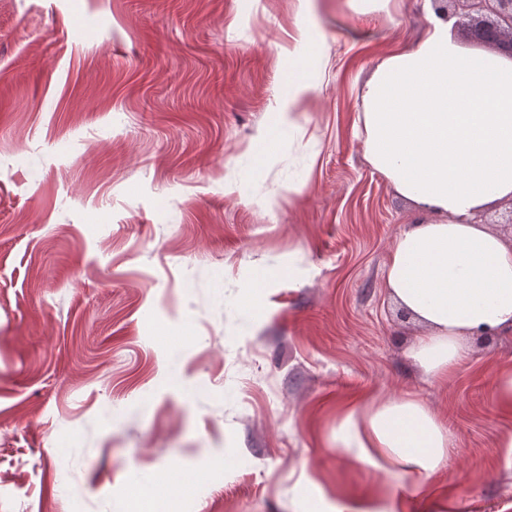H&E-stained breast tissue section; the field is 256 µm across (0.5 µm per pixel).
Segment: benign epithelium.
Instances as JSON below:
<instances>
[{
  "instance_id": "1",
  "label": "benign epithelium",
  "mask_w": 512,
  "mask_h": 512,
  "mask_svg": "<svg viewBox=\"0 0 512 512\" xmlns=\"http://www.w3.org/2000/svg\"><path fill=\"white\" fill-rule=\"evenodd\" d=\"M465 7L467 34L479 44H488L512 57V0H456Z\"/></svg>"
}]
</instances>
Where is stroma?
Listing matches in <instances>:
<instances>
[{"label":"stroma","instance_id":"1","mask_svg":"<svg viewBox=\"0 0 512 512\" xmlns=\"http://www.w3.org/2000/svg\"><path fill=\"white\" fill-rule=\"evenodd\" d=\"M317 4L320 62L298 0H0V512H512V333L413 364L384 275L415 208L355 134L422 0ZM409 393L454 438L425 501L336 440ZM299 11L297 14L299 39L292 51H288L292 55L308 57L315 55L313 46L307 41L308 22L314 14V0H298ZM314 90V86L301 81L292 86L288 92V97L283 101L279 111L276 112L278 125L282 130L290 131L299 127L303 106Z\"/></svg>","mask_w":512,"mask_h":512}]
</instances>
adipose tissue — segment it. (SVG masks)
I'll list each match as a JSON object with an SVG mask.
<instances>
[{
	"instance_id": "1",
	"label": "adipose tissue",
	"mask_w": 512,
	"mask_h": 512,
	"mask_svg": "<svg viewBox=\"0 0 512 512\" xmlns=\"http://www.w3.org/2000/svg\"><path fill=\"white\" fill-rule=\"evenodd\" d=\"M454 24L428 11L418 45L376 66L358 116L368 164L418 213L394 242L384 285L423 324L409 356L435 379L466 359L467 337L512 331V244L474 221L512 199V58L462 45ZM336 434L421 497L453 446L411 395L348 403Z\"/></svg>"
}]
</instances>
